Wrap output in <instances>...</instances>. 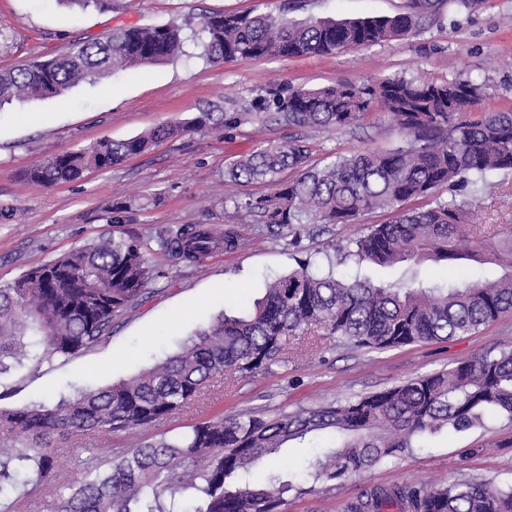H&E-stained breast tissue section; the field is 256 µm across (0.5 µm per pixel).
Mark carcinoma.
Returning a JSON list of instances; mask_svg holds the SVG:
<instances>
[{"mask_svg":"<svg viewBox=\"0 0 512 512\" xmlns=\"http://www.w3.org/2000/svg\"><path fill=\"white\" fill-rule=\"evenodd\" d=\"M485 2L408 0L403 13L360 20L218 13L202 19L196 40L200 58L213 66L323 56L407 39L445 7L475 11ZM183 44L176 25L117 28L103 40L74 43L50 59L0 71V107L59 96L119 67L163 63ZM483 95V85L471 77L440 83L386 77L264 99L260 110L292 126L336 130L358 123L379 102L409 142L319 162L301 138L266 142L230 162L224 176L232 185H267L270 193L228 195L224 204L284 238L299 234L303 224H353L379 210L392 211L393 219L338 248L334 261L306 257L241 316L214 319L144 372L68 399L0 407V426L13 433L11 443L0 442V512L36 507L39 488L57 482L68 465L74 478L64 485L57 512H281L288 493L306 489L275 477L258 483L253 472L291 441L324 433L343 439L310 464L306 478L316 484L348 479L411 451L423 438L479 426L488 415L511 422L512 352H486L337 406L271 418L213 417L117 451L77 448L71 456L58 445L87 435L135 433L178 415L211 382L267 368L298 332L318 336L326 330L358 348L387 350L472 334L511 313L512 230L471 224L466 203L436 196L462 183L479 189L491 173L512 170V109L474 111ZM236 123L202 112L189 122L63 152L32 166L26 179L39 186L74 181L159 141L203 129L221 133ZM249 243L232 226L207 224H178L156 239L158 250L193 263ZM412 260L461 268L496 263L505 273L493 282L464 277L438 288L381 286L334 269L348 261L391 267ZM154 278L143 246L120 235L75 248L0 285V375L13 364L66 360L107 343L112 317L132 311ZM346 512H512V486L471 479L441 487L395 483L363 494Z\"/></svg>","mask_w":512,"mask_h":512,"instance_id":"carcinoma-1","label":"carcinoma"}]
</instances>
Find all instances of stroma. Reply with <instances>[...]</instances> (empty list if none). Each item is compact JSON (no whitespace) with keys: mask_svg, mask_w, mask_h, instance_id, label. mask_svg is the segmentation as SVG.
I'll use <instances>...</instances> for the list:
<instances>
[{"mask_svg":"<svg viewBox=\"0 0 512 512\" xmlns=\"http://www.w3.org/2000/svg\"><path fill=\"white\" fill-rule=\"evenodd\" d=\"M281 0H114L109 9H82L56 0H0V70L48 58L66 46L102 38L122 26L178 25L185 52L165 63L119 71L61 97L30 98L0 109V284L63 253L122 235L149 241L173 224L235 225L252 246L217 250L203 262L187 263L158 253L156 277L134 313L112 319L111 339L71 357L0 375V404L12 407L104 387L137 375L177 351L192 332L207 328L219 313L236 315L262 297L266 286L296 269L310 254H334L338 246L385 221L382 213L354 224H309L295 244L265 232L222 200L231 188L226 166L236 156L269 141L306 139L314 160L364 148L391 149L406 135L382 106L342 130L298 128L259 112V99L288 87L316 89L391 76L441 82L467 75L485 83L480 108L512 107V0H487L475 13L444 11L421 33L328 56L236 59L206 64L190 37L203 16L228 12H273ZM407 0H302L291 16L363 19L404 12ZM203 112L237 117L224 135L203 130L169 139L119 166L85 173L53 186L26 181L35 163L109 138L135 137L170 121H190ZM493 185L472 202L471 223L512 227V172L493 176ZM157 201H150V194ZM133 202L134 219L114 224L113 204ZM373 283L446 284L457 270L403 264L391 268L348 265ZM307 336L291 337L280 361L234 381L211 383L203 400L149 434L178 432L214 416H276L329 403L354 400L436 372L482 352L512 351V315L447 341L432 340L373 351L346 340L324 338L317 353ZM308 443L293 441L261 467L258 479L288 480L314 457ZM464 477L512 484V422L489 416L483 425L424 439L420 448L344 481L316 484L289 496L286 512H344L370 488L413 481L438 487Z\"/></svg>","mask_w":512,"mask_h":512,"instance_id":"stroma-1","label":"stroma"}]
</instances>
